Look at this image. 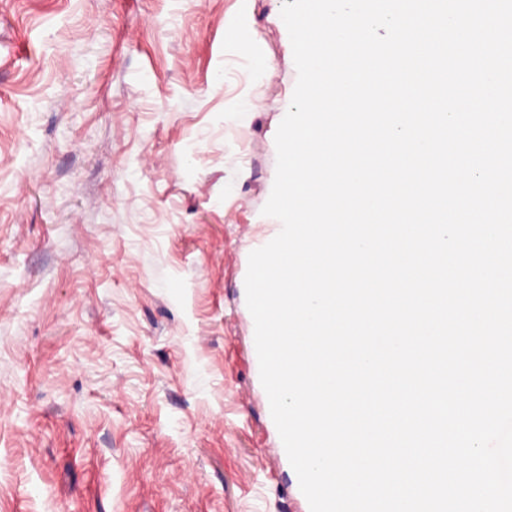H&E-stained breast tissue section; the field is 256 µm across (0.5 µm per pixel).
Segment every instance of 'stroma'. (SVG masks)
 Listing matches in <instances>:
<instances>
[{
	"mask_svg": "<svg viewBox=\"0 0 512 512\" xmlns=\"http://www.w3.org/2000/svg\"><path fill=\"white\" fill-rule=\"evenodd\" d=\"M283 0H0V512H310L248 257Z\"/></svg>",
	"mask_w": 512,
	"mask_h": 512,
	"instance_id": "1",
	"label": "stroma"
}]
</instances>
